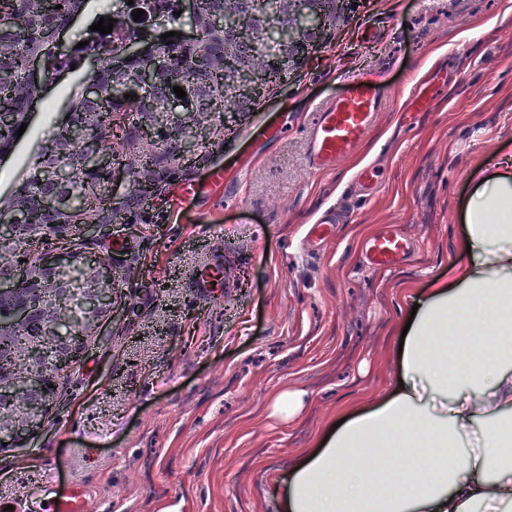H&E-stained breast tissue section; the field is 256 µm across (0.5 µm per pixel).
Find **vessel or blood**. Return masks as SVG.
I'll list each match as a JSON object with an SVG mask.
<instances>
[{
	"label": "vessel or blood",
	"instance_id": "1",
	"mask_svg": "<svg viewBox=\"0 0 512 512\" xmlns=\"http://www.w3.org/2000/svg\"><path fill=\"white\" fill-rule=\"evenodd\" d=\"M374 75L358 74L347 78L348 95L317 108L312 118L308 163L318 170L334 168L354 154L373 126L384 100L372 91ZM411 247L409 240L396 232L372 239L365 248V259L372 265L395 263ZM85 492L80 486L53 493L40 512H84Z\"/></svg>",
	"mask_w": 512,
	"mask_h": 512
}]
</instances>
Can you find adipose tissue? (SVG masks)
Returning <instances> with one entry per match:
<instances>
[{
    "instance_id": "obj_1",
    "label": "adipose tissue",
    "mask_w": 512,
    "mask_h": 512,
    "mask_svg": "<svg viewBox=\"0 0 512 512\" xmlns=\"http://www.w3.org/2000/svg\"><path fill=\"white\" fill-rule=\"evenodd\" d=\"M465 240L417 298L389 395L343 411L283 481L282 512H512V167L477 184Z\"/></svg>"
}]
</instances>
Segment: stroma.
<instances>
[{
  "label": "stroma",
  "mask_w": 512,
  "mask_h": 512,
  "mask_svg": "<svg viewBox=\"0 0 512 512\" xmlns=\"http://www.w3.org/2000/svg\"><path fill=\"white\" fill-rule=\"evenodd\" d=\"M376 39H368L370 29ZM347 72L375 75L387 107L366 137L381 172L364 195L350 161L307 162L315 107L344 95ZM441 86L409 112L414 87ZM85 71L45 82L27 128L0 156V197L27 181L36 150L68 118ZM281 127L279 136L266 132ZM512 158V0H356L251 112L225 113L224 137L121 211L110 241L113 315L36 434L0 451L13 512L84 486L89 512H277L289 470L342 408L385 396L410 298L447 274L475 186ZM224 168L227 205L205 194ZM337 220L318 251L303 241ZM396 231L412 247L371 266L364 248ZM301 415L272 412L284 390ZM304 406V393L284 390L276 394L273 400L274 413L284 419L295 418Z\"/></svg>",
  "instance_id": "35a3bbf8"
}]
</instances>
